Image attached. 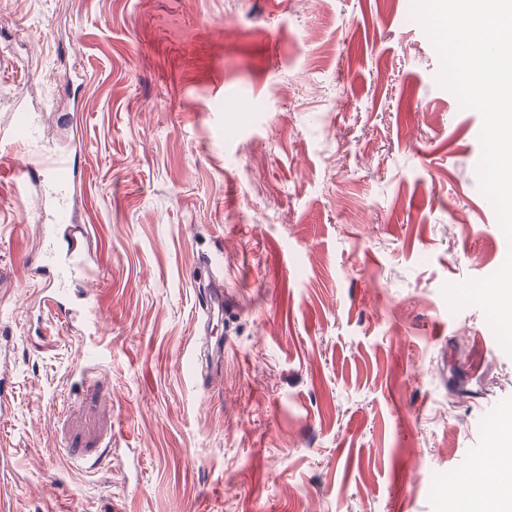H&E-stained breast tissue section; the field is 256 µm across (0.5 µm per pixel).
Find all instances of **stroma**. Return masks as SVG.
<instances>
[{"mask_svg":"<svg viewBox=\"0 0 512 512\" xmlns=\"http://www.w3.org/2000/svg\"><path fill=\"white\" fill-rule=\"evenodd\" d=\"M412 0H0L1 512H459L512 353L443 287L508 243ZM81 150L108 352L43 301L16 100ZM219 275L235 304L205 322ZM227 341L201 379L186 357Z\"/></svg>","mask_w":512,"mask_h":512,"instance_id":"1","label":"stroma"}]
</instances>
